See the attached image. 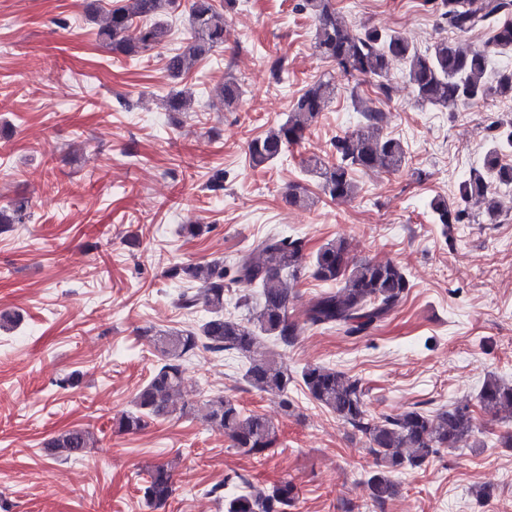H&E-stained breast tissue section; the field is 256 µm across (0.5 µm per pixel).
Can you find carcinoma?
Here are the masks:
<instances>
[{"label":"carcinoma","mask_w":512,"mask_h":512,"mask_svg":"<svg viewBox=\"0 0 512 512\" xmlns=\"http://www.w3.org/2000/svg\"><path fill=\"white\" fill-rule=\"evenodd\" d=\"M429 2L449 29L464 33L487 29L493 48L512 49V0ZM236 4L237 0H191L188 37L166 62L170 78L186 77L224 44L227 14ZM179 7V0H107L103 6L87 5L98 20V41L127 57L141 56L160 45L168 32L162 18ZM296 8L315 17L316 49L323 58L335 62L348 75L377 80V88L385 96L390 93L385 83L389 62L399 60L422 105L454 111L493 97L512 98V69L506 67L497 72L494 80H488L485 52L472 51L446 39L435 40L421 50L395 32L352 29L338 16L331 0H300ZM334 91L328 81L308 86L293 101L284 122L250 141L252 166L268 165L289 146L299 143L333 99ZM220 95L224 109L231 110L241 98V87L229 79ZM191 102L192 94L185 89L173 90L165 98L170 112H187ZM360 112L363 124L336 136L331 143L334 161L318 157L307 161L306 172L317 179L324 196L332 201L355 198L358 186L354 171L384 169L394 173L408 163L404 143L383 133L382 112L369 108ZM492 129L482 164L462 182L457 200L450 203L444 197H435L429 202L434 223L445 228L469 224L475 221V207L490 216L497 212L496 188L512 186V165L501 162L504 153L512 151V121L495 122ZM287 199L288 204L298 207L312 203L307 186L300 182L288 185ZM29 209V198L24 195L0 205V230L25 223ZM306 274L332 285L311 301L306 323L316 328H334L347 336L363 335L377 328L406 300L412 288L406 271L395 263L352 262L349 243L341 236L309 254L303 238L271 231L253 249L237 254L227 265L222 259L175 263L166 271L168 278L199 284L198 290L186 288L177 295V307L192 312L201 306L207 318L195 327L144 331L158 353L159 364L138 392L135 409L116 419L118 431L137 433L148 420L169 416L187 366L201 350L242 359L244 382L279 397L281 407L289 410L292 401L288 399V388L296 378L283 362L261 348L265 342L280 348L295 342L299 327L288 312L292 301L290 284ZM238 285L258 289L256 304L249 294L236 298L234 308L246 312L241 318L225 312L226 292ZM298 379L313 401L367 438L377 467L369 473L366 485L370 498L378 504L395 493L392 472L418 467L440 448L457 449L474 432L475 415L469 404H456L433 414L413 408L397 415L374 417L366 409L359 379L317 364L304 367ZM477 400L485 414L512 412V383L491 376L483 382ZM182 412L199 416L222 431L233 447L258 458L266 456L279 441L272 421L246 412L228 396L210 395L183 407ZM92 444L90 430L74 428L51 438L45 448L54 459L70 460L83 455ZM232 481L245 485V490L230 497L224 496L221 486L210 490L224 500V512H290L297 499L296 488L289 482L264 489L241 475ZM142 490L149 507L165 504L175 491L173 468L167 463L153 466Z\"/></svg>","instance_id":"1"}]
</instances>
